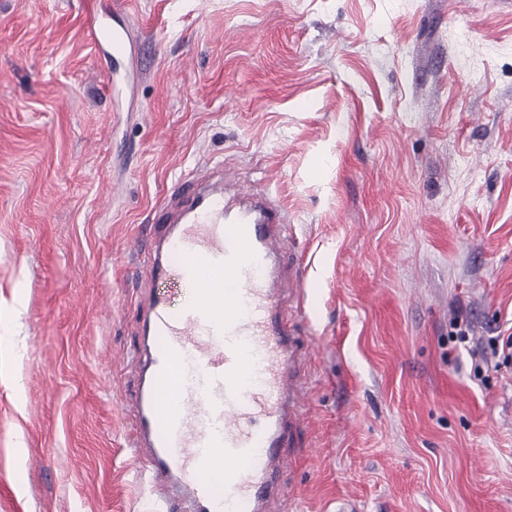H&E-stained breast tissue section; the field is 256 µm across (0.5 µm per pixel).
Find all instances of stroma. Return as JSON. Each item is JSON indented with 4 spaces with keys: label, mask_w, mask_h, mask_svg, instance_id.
<instances>
[{
    "label": "stroma",
    "mask_w": 512,
    "mask_h": 512,
    "mask_svg": "<svg viewBox=\"0 0 512 512\" xmlns=\"http://www.w3.org/2000/svg\"><path fill=\"white\" fill-rule=\"evenodd\" d=\"M124 2L130 60L89 35L112 0H0V512H155L111 385L201 165L305 265L281 512H512V374L471 364L512 329V0Z\"/></svg>",
    "instance_id": "stroma-1"
}]
</instances>
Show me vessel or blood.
I'll use <instances>...</instances> for the list:
<instances>
[{"label": "vessel or blood", "instance_id": "vessel-or-blood-1", "mask_svg": "<svg viewBox=\"0 0 512 512\" xmlns=\"http://www.w3.org/2000/svg\"><path fill=\"white\" fill-rule=\"evenodd\" d=\"M112 53L132 47L98 22ZM288 219L268 196L196 176L177 185L150 228L152 289L141 312L140 378L127 403L130 442L159 512H274L281 451L299 445L306 420L298 339L282 315L304 294L300 267H284ZM199 288L200 302L172 311L156 285ZM224 458V489L209 470Z\"/></svg>", "mask_w": 512, "mask_h": 512}]
</instances>
